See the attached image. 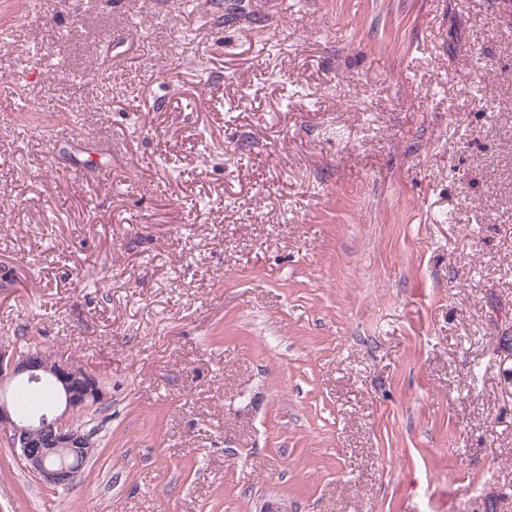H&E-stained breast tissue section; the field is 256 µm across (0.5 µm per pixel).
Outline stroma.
Segmentation results:
<instances>
[{"instance_id": "35a3bbf8", "label": "stroma", "mask_w": 512, "mask_h": 512, "mask_svg": "<svg viewBox=\"0 0 512 512\" xmlns=\"http://www.w3.org/2000/svg\"><path fill=\"white\" fill-rule=\"evenodd\" d=\"M0 344L96 373L0 512H512L499 0H0Z\"/></svg>"}]
</instances>
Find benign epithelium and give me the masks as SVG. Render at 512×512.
<instances>
[{"mask_svg":"<svg viewBox=\"0 0 512 512\" xmlns=\"http://www.w3.org/2000/svg\"><path fill=\"white\" fill-rule=\"evenodd\" d=\"M52 379L60 388L64 412L23 416L10 391L17 381L29 385ZM106 400L99 377L92 371L53 360L41 350L21 352L0 346V435L20 451L24 466L42 483L66 487L73 483L78 464L90 458L93 434L69 420Z\"/></svg>","mask_w":512,"mask_h":512,"instance_id":"obj_1","label":"benign epithelium"}]
</instances>
